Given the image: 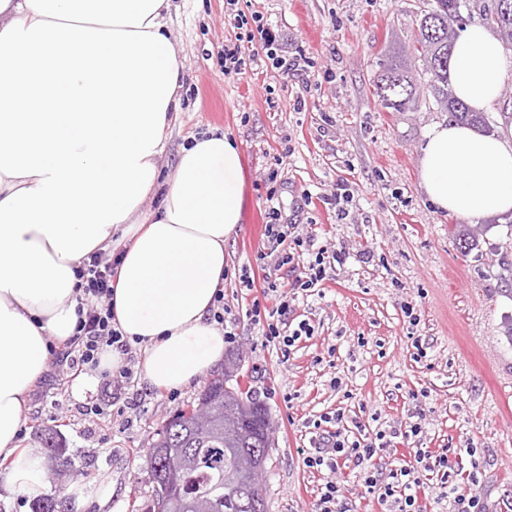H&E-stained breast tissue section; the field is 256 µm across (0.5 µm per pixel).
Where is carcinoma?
I'll list each match as a JSON object with an SVG mask.
<instances>
[{
	"mask_svg": "<svg viewBox=\"0 0 512 512\" xmlns=\"http://www.w3.org/2000/svg\"><path fill=\"white\" fill-rule=\"evenodd\" d=\"M471 11L470 0H429V6L415 17L412 52L423 57L428 80L416 82L403 62L406 50L394 53L381 63L374 80L375 95L381 107L389 112H406L417 107L420 91L430 92L437 108L454 119L478 127L488 126L481 112H472L459 101L448 80L451 49L456 40V28L463 19L462 12ZM484 20L496 27L502 41L512 47V8L508 12L493 8L483 9ZM199 400L208 402L214 414L212 431L207 438H199L194 416L195 407L184 409L168 419L148 443V456L165 459L181 453L184 448L194 452L185 457V479L194 492L178 490L182 484L174 474L150 471L152 483L169 484L167 499L154 493L152 512H248L242 508L238 491L224 487V468L232 464V453L224 447V377L212 378ZM40 451L62 460V466L48 470L47 478L61 486L71 475V463L64 457V448L57 432L41 433Z\"/></svg>",
	"mask_w": 512,
	"mask_h": 512,
	"instance_id": "cac0c4a2",
	"label": "carcinoma"
}]
</instances>
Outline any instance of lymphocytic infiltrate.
<instances>
[{
  "instance_id": "1",
  "label": "lymphocytic infiltrate",
  "mask_w": 512,
  "mask_h": 512,
  "mask_svg": "<svg viewBox=\"0 0 512 512\" xmlns=\"http://www.w3.org/2000/svg\"><path fill=\"white\" fill-rule=\"evenodd\" d=\"M265 226L267 249L258 253V275L244 272L235 279L237 288L252 292V305L245 315L258 325L266 343L277 347L282 358H289L301 338L314 334L308 320L292 322L295 302L300 294L314 292L327 278V271L344 263L346 253L316 247L315 234L300 231L298 225L281 223V213L270 208ZM81 292L76 331L72 341L55 350L53 366L60 379H68L86 369L99 370L104 384L122 391L133 387L136 376L132 365L112 372L101 369L103 356L111 351L131 355L132 346L112 323V280L114 263L102 255H91L88 263L76 270ZM313 435L302 449V463L323 475L319 488L318 512H341L349 489L336 477L341 467L354 465L361 484L379 504L394 503L398 512H424L419 490L424 475L438 478L442 495L453 505V512H486L481 496L466 491L456 480V449L435 453L414 448L400 468L383 473L379 461L392 441L386 431L367 436L351 431L341 409L322 412L309 421Z\"/></svg>"
}]
</instances>
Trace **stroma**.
Returning <instances> with one entry per match:
<instances>
[{"instance_id":"stroma-1","label":"stroma","mask_w":512,"mask_h":512,"mask_svg":"<svg viewBox=\"0 0 512 512\" xmlns=\"http://www.w3.org/2000/svg\"><path fill=\"white\" fill-rule=\"evenodd\" d=\"M426 0H173L168 28L185 59L181 107L166 132L165 174L180 149L215 131L232 137L244 165L241 224L224 244L238 272L266 246L268 206L282 219L315 225L319 244L345 250L320 294L300 297L296 312L315 332L289 359L266 345L245 316L251 298L232 286L224 302L236 334L226 355L243 360L242 386L262 403L275 428L263 475L267 512H313L319 473L298 455L309 444L307 421L343 408L364 432L422 414V431L388 450L398 468L409 449H474L464 472L476 473L487 512H512V217L475 221L437 210L419 187L420 147L447 120L432 99L417 110L381 108L373 78L379 62L409 42ZM257 14L281 34L288 53L309 61L304 75L277 68L261 39L242 45L247 79L225 77L223 49L238 32L237 15ZM276 181H268L270 171ZM353 194L337 219L323 198L337 181ZM477 228L461 248L457 233ZM370 248L369 263L357 252ZM419 322L410 324L405 307ZM425 344L426 357L416 355ZM342 384L332 388L331 378ZM206 379L175 389L131 388L143 410L117 416L109 390L93 381L83 394L46 379L36 388L23 444L60 429L82 500L47 485L64 512H148L154 497L144 454L164 420L195 403Z\"/></svg>"}]
</instances>
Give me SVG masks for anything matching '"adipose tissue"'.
<instances>
[{"instance_id": "ef3b65f1", "label": "adipose tissue", "mask_w": 512, "mask_h": 512, "mask_svg": "<svg viewBox=\"0 0 512 512\" xmlns=\"http://www.w3.org/2000/svg\"><path fill=\"white\" fill-rule=\"evenodd\" d=\"M171 8L0 0V486L19 496L45 491L44 461L20 431L50 345L75 333V271L89 255L119 261L112 312L142 353V382L177 389L224 358L209 309L242 219L243 169L235 141L213 134L182 147L173 176H162L184 72ZM511 71L492 29L460 32L449 77L473 111L498 104ZM419 170L440 210L512 214V123L492 133L434 125Z\"/></svg>"}]
</instances>
